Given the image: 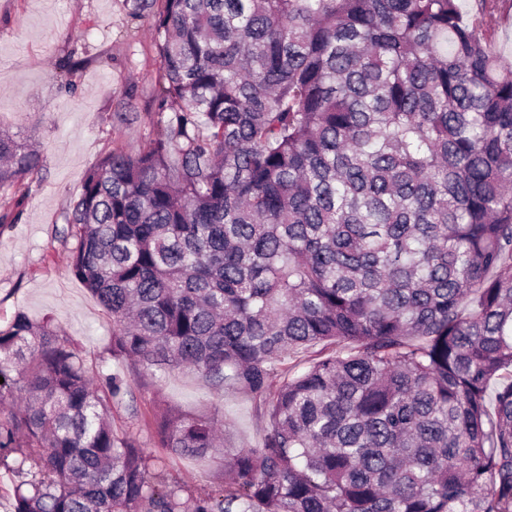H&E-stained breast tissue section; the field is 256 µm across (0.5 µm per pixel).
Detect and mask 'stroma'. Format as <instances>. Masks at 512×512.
Instances as JSON below:
<instances>
[{"label":"stroma","mask_w":512,"mask_h":512,"mask_svg":"<svg viewBox=\"0 0 512 512\" xmlns=\"http://www.w3.org/2000/svg\"><path fill=\"white\" fill-rule=\"evenodd\" d=\"M161 73L153 20L131 17L126 0H0V131L40 156L19 188H0V215L19 216L0 223V327L20 311L51 318L91 368L129 374L134 400L113 404L114 428L200 491L211 468L162 448L160 408L212 415L230 425L225 447L252 448L263 437L256 400L213 389L190 370L134 371L108 360L112 319L70 271V209L104 156L148 147L160 120L152 95Z\"/></svg>","instance_id":"stroma-1"}]
</instances>
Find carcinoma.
Masks as SVG:
<instances>
[{
    "label": "carcinoma",
    "mask_w": 512,
    "mask_h": 512,
    "mask_svg": "<svg viewBox=\"0 0 512 512\" xmlns=\"http://www.w3.org/2000/svg\"><path fill=\"white\" fill-rule=\"evenodd\" d=\"M167 113L88 173L71 272L108 353L261 398L262 443L130 394L23 312L0 327L6 512H512V64L460 0H132ZM39 156L0 133V187ZM300 353L280 387L277 366Z\"/></svg>",
    "instance_id": "1"
}]
</instances>
